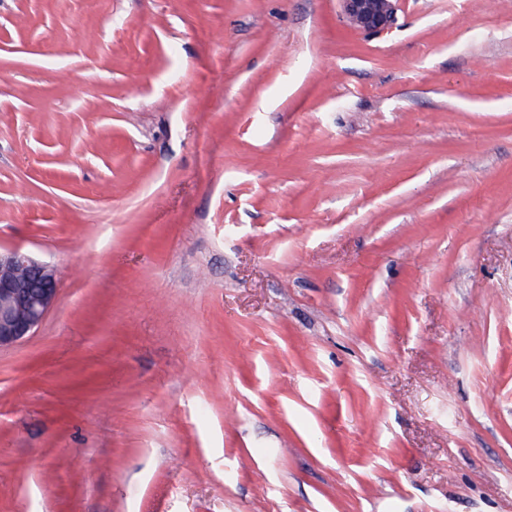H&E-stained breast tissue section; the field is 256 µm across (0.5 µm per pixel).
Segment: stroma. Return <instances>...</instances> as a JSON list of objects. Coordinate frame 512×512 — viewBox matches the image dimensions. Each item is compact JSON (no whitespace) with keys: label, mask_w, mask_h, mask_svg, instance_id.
<instances>
[{"label":"stroma","mask_w":512,"mask_h":512,"mask_svg":"<svg viewBox=\"0 0 512 512\" xmlns=\"http://www.w3.org/2000/svg\"><path fill=\"white\" fill-rule=\"evenodd\" d=\"M0 512H512V0H0ZM349 24L365 33H378L395 20L397 0H340ZM54 266L21 249L0 250V350L35 334L58 296Z\"/></svg>","instance_id":"obj_1"}]
</instances>
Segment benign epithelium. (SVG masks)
<instances>
[{"label": "benign epithelium", "mask_w": 512, "mask_h": 512, "mask_svg": "<svg viewBox=\"0 0 512 512\" xmlns=\"http://www.w3.org/2000/svg\"><path fill=\"white\" fill-rule=\"evenodd\" d=\"M396 0H341L349 24L378 33L395 20ZM54 266L21 249L0 250V350L35 334L58 296Z\"/></svg>", "instance_id": "1"}]
</instances>
